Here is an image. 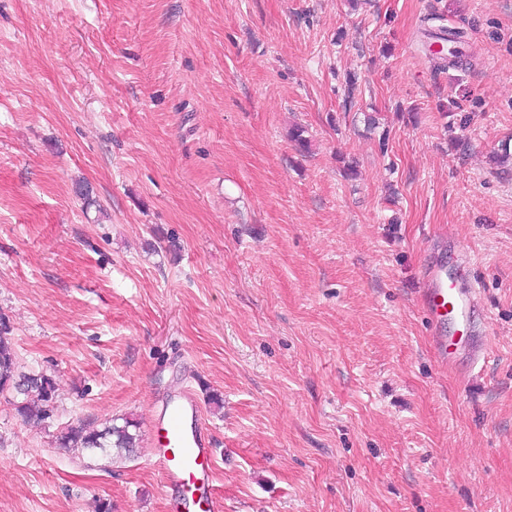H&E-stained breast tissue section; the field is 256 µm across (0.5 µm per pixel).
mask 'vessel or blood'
I'll return each mask as SVG.
<instances>
[{"mask_svg":"<svg viewBox=\"0 0 512 512\" xmlns=\"http://www.w3.org/2000/svg\"><path fill=\"white\" fill-rule=\"evenodd\" d=\"M466 276L464 269L446 261L432 262L423 273L421 302L436 355L450 368L464 361L474 370L486 354L473 346L475 295L462 285ZM152 456L165 486L180 492L178 512H219L209 490L210 440L191 389L166 398L154 424Z\"/></svg>","mask_w":512,"mask_h":512,"instance_id":"obj_1","label":"vessel or blood"}]
</instances>
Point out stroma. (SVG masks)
I'll list each match as a JSON object with an SVG mask.
<instances>
[{
  "label": "stroma",
  "mask_w": 512,
  "mask_h": 512,
  "mask_svg": "<svg viewBox=\"0 0 512 512\" xmlns=\"http://www.w3.org/2000/svg\"><path fill=\"white\" fill-rule=\"evenodd\" d=\"M439 256L484 371L433 354ZM0 317L56 386L0 393V512H167L185 384L222 512H512V0H0ZM113 418L126 460L55 443Z\"/></svg>",
  "instance_id": "obj_1"
}]
</instances>
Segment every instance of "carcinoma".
Masks as SVG:
<instances>
[{"mask_svg": "<svg viewBox=\"0 0 512 512\" xmlns=\"http://www.w3.org/2000/svg\"><path fill=\"white\" fill-rule=\"evenodd\" d=\"M424 50H429L433 40L445 38L463 44V32L428 30L425 32ZM11 390L20 396L17 411L25 421L41 423L49 417L55 400V386L51 378L43 373H23L18 371L17 355L13 348L9 328L0 320V392ZM135 424L129 420L117 425L108 421L98 429H92L84 423L70 425L57 436L59 447L65 449L100 452L105 455L114 453L126 456L133 452L138 441Z\"/></svg>", "mask_w": 512, "mask_h": 512, "instance_id": "cac0c4a2", "label": "carcinoma"}]
</instances>
